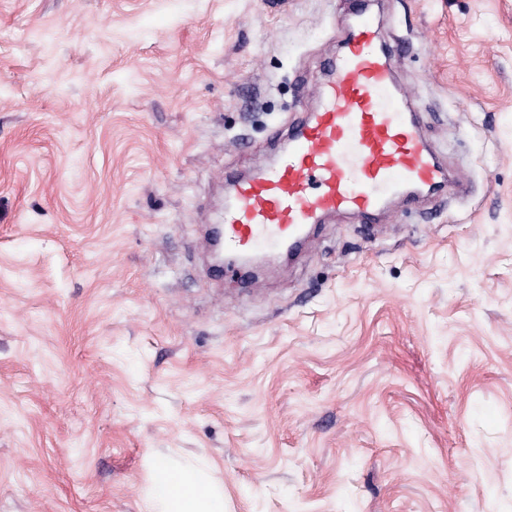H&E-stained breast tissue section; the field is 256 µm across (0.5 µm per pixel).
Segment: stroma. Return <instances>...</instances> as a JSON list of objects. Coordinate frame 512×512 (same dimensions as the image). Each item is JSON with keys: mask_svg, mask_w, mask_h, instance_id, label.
<instances>
[{"mask_svg": "<svg viewBox=\"0 0 512 512\" xmlns=\"http://www.w3.org/2000/svg\"><path fill=\"white\" fill-rule=\"evenodd\" d=\"M465 195L332 218L247 290L225 173L317 105L345 0H0V512H512V0H379ZM144 512H224V494L205 468L166 462L154 467Z\"/></svg>", "mask_w": 512, "mask_h": 512, "instance_id": "35a3bbf8", "label": "stroma"}]
</instances>
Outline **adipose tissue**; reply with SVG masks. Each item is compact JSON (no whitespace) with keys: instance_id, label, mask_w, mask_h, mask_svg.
<instances>
[{"instance_id":"obj_1","label":"adipose tissue","mask_w":512,"mask_h":512,"mask_svg":"<svg viewBox=\"0 0 512 512\" xmlns=\"http://www.w3.org/2000/svg\"><path fill=\"white\" fill-rule=\"evenodd\" d=\"M144 512H224V494L205 468L167 462L153 470Z\"/></svg>"}]
</instances>
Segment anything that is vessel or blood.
<instances>
[{
	"label": "vessel or blood",
	"instance_id": "1",
	"mask_svg": "<svg viewBox=\"0 0 512 512\" xmlns=\"http://www.w3.org/2000/svg\"><path fill=\"white\" fill-rule=\"evenodd\" d=\"M352 24L318 107L288 127V147L249 177H232L224 239L239 254L297 248L332 215L378 225L390 197L416 209L419 191L459 188L415 102L396 83L370 0H347Z\"/></svg>",
	"mask_w": 512,
	"mask_h": 512
}]
</instances>
